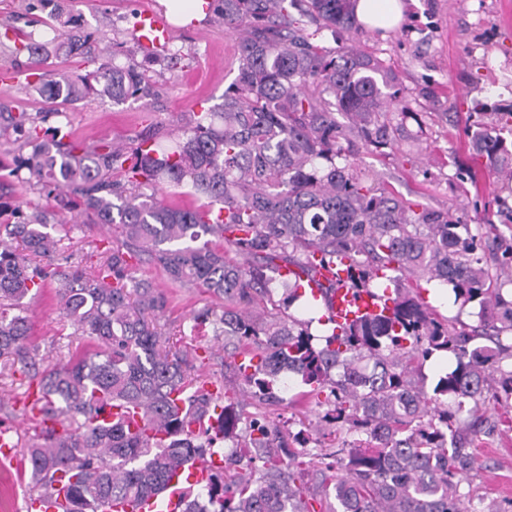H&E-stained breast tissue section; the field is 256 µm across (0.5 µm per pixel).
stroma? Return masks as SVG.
I'll use <instances>...</instances> for the list:
<instances>
[{"label":"stroma","instance_id":"35a3bbf8","mask_svg":"<svg viewBox=\"0 0 512 512\" xmlns=\"http://www.w3.org/2000/svg\"><path fill=\"white\" fill-rule=\"evenodd\" d=\"M141 0H69L68 16L92 35L95 51L116 52L125 66L146 70L147 92L115 103L96 94L63 105L62 116L26 84L27 55L0 47V104L12 112L47 113L46 127L58 139L87 145L101 141L129 147L148 134H166L182 126L190 113L205 112L224 101L238 75V37L214 18L193 26H175L169 46L182 56V67L171 71L165 52L145 58L138 49L135 14ZM368 53L384 61L396 76L391 90L403 107L396 116L397 141L387 155L358 151L354 159L370 180L384 182L406 198L449 211L471 226L496 225L504 242L512 241V188L488 171L468 180L464 128L475 121L499 126L501 113L512 110V0H411L404 22L387 31H367ZM59 263L88 267L101 252L122 241L111 230L89 224H68L58 231ZM136 279L153 280L164 289L169 305L158 324L171 349L195 345L189 334L194 312L212 305L203 287L170 286L161 270L146 262L133 264ZM31 340L46 362L62 365L79 347L74 329L62 317L54 286L28 306ZM202 369L213 380L238 391L232 406L247 416L265 411L281 428L298 430L299 420H317L320 410L291 386L279 404L259 407L244 396L245 384L232 350L209 343ZM23 377L0 378V426L13 442H24L30 431L23 421ZM498 425L475 443L484 468L472 483L473 512H484L495 501L512 499V411L496 402L487 405ZM29 475L18 465L0 464V512H25Z\"/></svg>","mask_w":512,"mask_h":512}]
</instances>
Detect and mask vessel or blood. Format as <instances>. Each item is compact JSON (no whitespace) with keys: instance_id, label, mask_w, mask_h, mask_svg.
<instances>
[{"instance_id":"obj_1","label":"vessel or blood","mask_w":512,"mask_h":512,"mask_svg":"<svg viewBox=\"0 0 512 512\" xmlns=\"http://www.w3.org/2000/svg\"><path fill=\"white\" fill-rule=\"evenodd\" d=\"M138 43L142 49L162 47L171 38L167 20L153 8H142L136 23ZM303 282L314 297L323 298L329 318L340 327L348 326L357 317L366 314H387L393 308L391 293L367 295L357 293L348 271L347 261L340 260L326 266L314 267L303 275ZM112 512H176L177 492L167 490L137 504L117 501Z\"/></svg>"}]
</instances>
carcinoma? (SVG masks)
Segmentation results:
<instances>
[{"label": "carcinoma", "mask_w": 512, "mask_h": 512, "mask_svg": "<svg viewBox=\"0 0 512 512\" xmlns=\"http://www.w3.org/2000/svg\"><path fill=\"white\" fill-rule=\"evenodd\" d=\"M357 0H208L205 7L238 35L233 92L180 132L144 137L132 150L112 144H66L25 112L8 114L31 153L20 159L15 188L31 182L58 201L31 212L0 207V369L35 388L40 433L22 445L31 478L28 498L65 494L67 512H109L114 501L159 494L171 475L219 453L215 443L241 429L202 485H185L178 512H462V487L482 468L473 446L488 422L486 394L512 400V278L496 280L482 264L483 237L447 211L414 204L360 175L343 143L361 141L372 155L393 147L394 79L357 42L327 48L319 29L361 31ZM91 34L70 20L30 35L15 49L37 70L39 91L74 101L94 90L119 102L145 91L148 76L115 58L75 77L53 76L48 60L66 48L84 53ZM342 115L345 121L337 119ZM472 157L499 169L512 151L491 127L466 129ZM174 196H189L179 205ZM105 224L122 239L88 270L53 260L52 232L68 219ZM219 242L246 257L238 263ZM350 259V276L367 291L394 284L389 315H365L337 329L330 319L263 314L253 307L283 288L282 307L305 296L279 276L281 265ZM146 259L172 285L204 286L224 301L192 317L191 332L229 340L253 362L241 372L261 404L281 400L287 374L302 395L325 408L322 421L346 433L336 450L307 449V429L284 434L262 416L236 418L223 395L205 390L189 355L166 349L156 316L168 297L129 274ZM410 276L448 286L460 308H478L480 325L440 317ZM57 283L74 335L88 341L63 366H48L29 338L24 300L47 278ZM452 360L431 390L416 377L433 357ZM119 413L102 420L106 408ZM136 413L133 430L126 414ZM471 419L461 427V416Z\"/></svg>", "instance_id": "cac0c4a2"}]
</instances>
